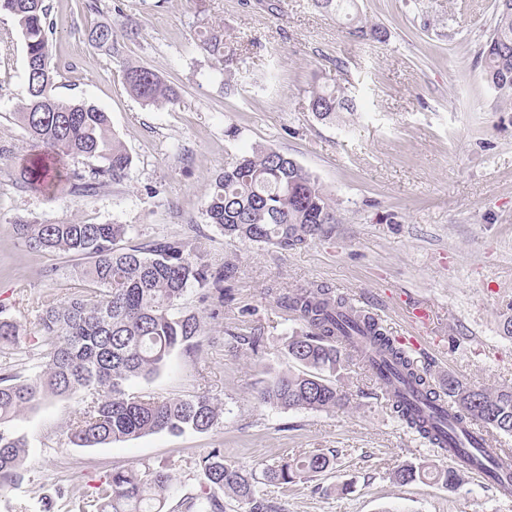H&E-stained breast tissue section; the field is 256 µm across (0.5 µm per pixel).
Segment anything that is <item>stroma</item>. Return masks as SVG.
<instances>
[{
  "mask_svg": "<svg viewBox=\"0 0 512 512\" xmlns=\"http://www.w3.org/2000/svg\"><path fill=\"white\" fill-rule=\"evenodd\" d=\"M48 3L58 95L107 112L133 164L123 180L84 194L66 182L44 191L21 183L35 153L13 119L26 95L25 46L1 14L0 310L21 326L20 362L35 361L42 302L68 295L83 260L30 249L19 221L130 224L124 246L180 239L212 264L233 261L237 274L221 309L193 289L183 298L203 318L200 349L178 351L152 380L127 385L160 400L209 392L223 404L218 425L77 448L65 431L87 393L43 401L10 424L30 448L22 486L0 490V512H39L41 496L58 485L88 498L100 477L147 466L172 473L179 494H197L205 487L199 460L213 448L256 472L314 450L332 455L326 473L269 487L285 512H512V501L472 478L454 489L393 483L405 462L447 461L393 416L360 361L340 372L352 407L284 410L257 399L265 369L286 367L285 341L300 327L277 298L310 283L375 311L392 337L411 330L407 302L427 306L435 338L421 365L435 376L512 386V339L501 330L512 315V104L484 82L479 58L495 0H355L358 19L383 30L379 41L352 34L311 0ZM99 24L112 25L113 52L90 42ZM209 27L238 48L241 76L225 79L202 48L198 33ZM127 64L158 74L178 103L156 107L131 95L121 79ZM324 86L344 90L355 111L315 117L309 100ZM258 145L317 178L335 202L330 234L284 251L226 238L208 222L211 184ZM228 329L261 337V352L229 349Z\"/></svg>",
  "mask_w": 512,
  "mask_h": 512,
  "instance_id": "1",
  "label": "stroma"
}]
</instances>
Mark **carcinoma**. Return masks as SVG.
<instances>
[{"instance_id": "obj_1", "label": "carcinoma", "mask_w": 512, "mask_h": 512, "mask_svg": "<svg viewBox=\"0 0 512 512\" xmlns=\"http://www.w3.org/2000/svg\"><path fill=\"white\" fill-rule=\"evenodd\" d=\"M327 13L349 17L354 0H312ZM16 22L25 45L27 96L15 118L42 155L55 161L82 157L96 163L92 175L116 182L127 176L132 157L97 107L63 100L56 93L58 65L50 52L53 26L47 0H0V14ZM203 48L230 68L235 49L224 43V32L210 27L201 34ZM99 48L114 49L112 27L90 31ZM486 83L499 98L512 103V8L496 0L493 26L480 50ZM126 89L147 105L167 106L178 101L175 90L144 66L122 69ZM309 107L321 119L354 110L352 100L339 89H321ZM30 186L52 176L38 161L22 171ZM205 215L226 237L244 243L294 250L327 234L335 223L334 201L317 179L295 160L271 147L241 154L224 169L207 195ZM26 246L48 253H71L88 259L63 300H48L39 317L40 360L28 374L16 370L14 347L19 327L0 315V487L19 488L25 479L28 439L3 428L50 396L86 390L92 399L76 411L67 425L68 442L94 447L166 431L207 432L219 423L222 403L203 391L190 398L159 400L134 396L126 383L150 379L166 366L172 354L200 343L199 314L180 307L188 289L220 306L230 298L224 284L235 279L231 263L214 265L181 240L154 242L146 247L119 248L117 243L133 230L131 224H63L23 222L16 225ZM282 308L303 322L286 342L292 367L266 381L258 390L261 403L288 410L334 411L353 401L334 376L351 356L344 336H372L394 369L420 382L428 372L419 369L386 330L354 310L332 289L310 284L279 297ZM247 342L259 353L261 338L227 333L225 344L235 349ZM440 393L469 419L488 432L512 436V387H478L451 375L440 379ZM392 412L405 426L435 444L418 421L400 412L385 393ZM333 466V458L313 452L291 462L264 469L267 485L286 486ZM208 483L202 495L174 497V476L163 469L115 470L95 487L91 500L77 512H226L224 497L247 506V512H283L268 494L256 489V474L225 459L224 449L212 448L201 458ZM466 469H434L425 463L406 462L391 472L399 484L428 477L455 488Z\"/></svg>"}]
</instances>
